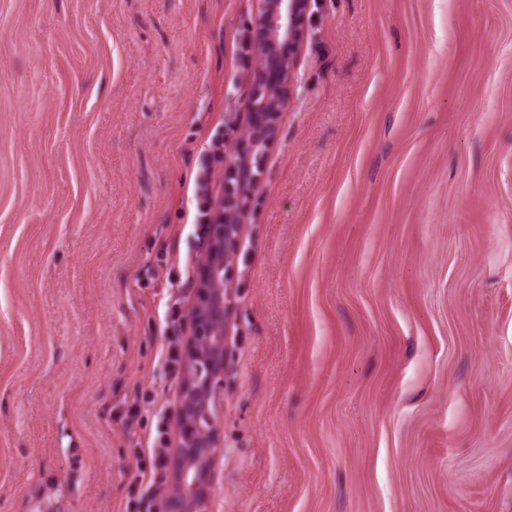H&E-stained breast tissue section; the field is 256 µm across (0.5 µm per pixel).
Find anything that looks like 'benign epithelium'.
<instances>
[{"label": "benign epithelium", "instance_id": "obj_1", "mask_svg": "<svg viewBox=\"0 0 512 512\" xmlns=\"http://www.w3.org/2000/svg\"><path fill=\"white\" fill-rule=\"evenodd\" d=\"M308 7L309 0H264L255 21L262 45L255 46L251 100L269 98L277 84L290 85L293 50L304 36ZM277 123L278 111L253 106L250 122L240 128L232 143L234 159L227 174L236 179L239 189L224 194V210L215 213L203 243L193 330L182 368L173 481L158 512H207L209 485L224 431L215 395L224 385L228 356V300L233 288L228 264L238 253L246 223L245 196L251 195L257 183L249 160L259 144L273 142Z\"/></svg>", "mask_w": 512, "mask_h": 512}]
</instances>
